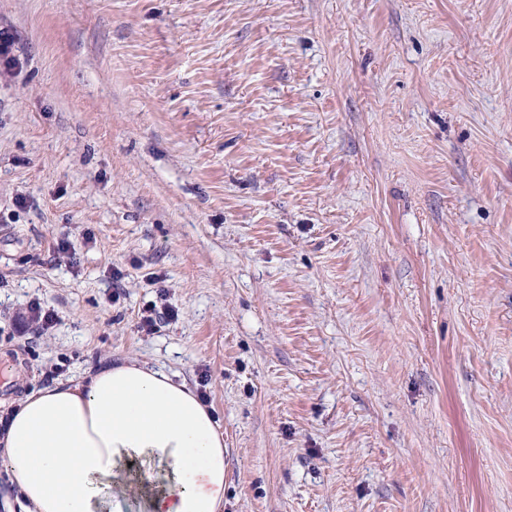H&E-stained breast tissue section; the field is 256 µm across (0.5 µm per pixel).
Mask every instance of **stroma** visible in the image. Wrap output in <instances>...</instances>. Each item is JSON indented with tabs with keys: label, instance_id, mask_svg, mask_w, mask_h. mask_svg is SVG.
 Segmentation results:
<instances>
[{
	"label": "stroma",
	"instance_id": "stroma-1",
	"mask_svg": "<svg viewBox=\"0 0 512 512\" xmlns=\"http://www.w3.org/2000/svg\"><path fill=\"white\" fill-rule=\"evenodd\" d=\"M1 26L0 413L134 360L207 391L223 512H512V0ZM27 318L33 333L36 335L44 333L57 321L55 313L44 308L41 302L37 300L31 301L28 304Z\"/></svg>",
	"mask_w": 512,
	"mask_h": 512
}]
</instances>
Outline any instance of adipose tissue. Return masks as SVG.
<instances>
[{"label": "adipose tissue", "instance_id": "obj_1", "mask_svg": "<svg viewBox=\"0 0 512 512\" xmlns=\"http://www.w3.org/2000/svg\"><path fill=\"white\" fill-rule=\"evenodd\" d=\"M8 414L0 467L17 512H120L127 495L141 512L224 508V437L163 371L124 361L30 392Z\"/></svg>", "mask_w": 512, "mask_h": 512}]
</instances>
